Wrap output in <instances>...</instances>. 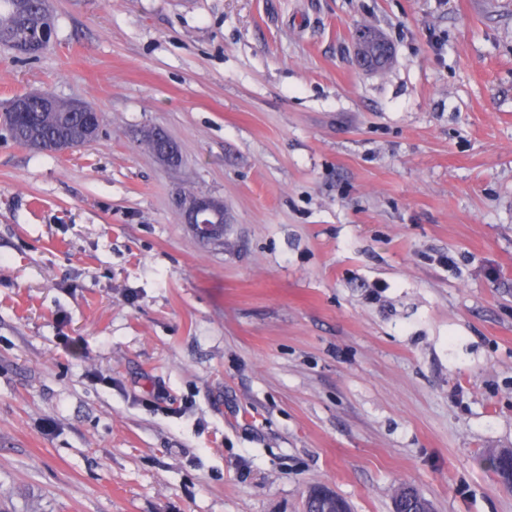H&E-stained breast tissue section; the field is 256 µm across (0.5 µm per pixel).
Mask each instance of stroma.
<instances>
[{"mask_svg":"<svg viewBox=\"0 0 512 512\" xmlns=\"http://www.w3.org/2000/svg\"><path fill=\"white\" fill-rule=\"evenodd\" d=\"M49 7L0 108L103 131L0 136V512H512L483 463L512 448V0ZM367 29L361 28L355 32V55L364 68L378 70L388 64L391 46L383 35ZM372 47L377 49L373 57ZM42 99L21 97L15 101V108L23 111L27 102V112L17 114L10 107L1 114L5 125L11 127L12 139L27 147L37 149V146L51 148L61 137L64 130L73 136L82 137L83 131L89 122L86 104L80 101H71V112H45L55 108L56 98L47 93H33ZM44 106V107H43ZM144 144L153 153H157L158 158L171 164L178 156V149L167 137L164 138V148L159 152L163 146V140L159 137L157 131L148 132L144 137ZM178 194V205L186 224H192L197 236L203 241L220 235L224 224L223 204L203 194Z\"/></svg>","mask_w":512,"mask_h":512,"instance_id":"35a3bbf8","label":"stroma"}]
</instances>
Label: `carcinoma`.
Wrapping results in <instances>:
<instances>
[{"instance_id":"obj_1","label":"carcinoma","mask_w":512,"mask_h":512,"mask_svg":"<svg viewBox=\"0 0 512 512\" xmlns=\"http://www.w3.org/2000/svg\"><path fill=\"white\" fill-rule=\"evenodd\" d=\"M51 25V18L34 9L31 0H0V45L10 47L13 41L31 39L37 29ZM0 120L11 127L12 139L27 147L49 148L63 131L80 138L89 122L86 112H46L36 98L27 101V112L11 110L0 114Z\"/></svg>"}]
</instances>
